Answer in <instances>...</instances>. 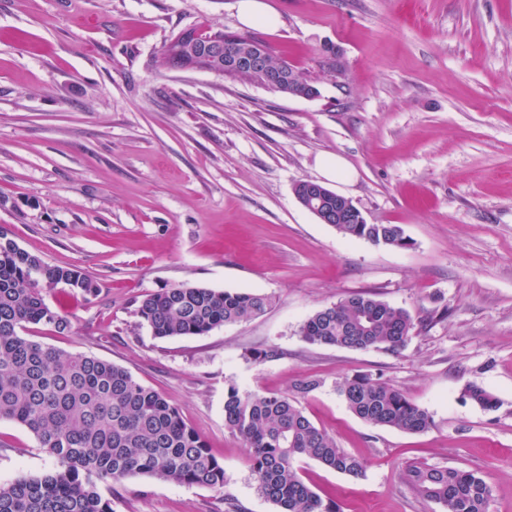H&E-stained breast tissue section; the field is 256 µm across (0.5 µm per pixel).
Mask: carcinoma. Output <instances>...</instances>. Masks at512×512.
Wrapping results in <instances>:
<instances>
[{"instance_id": "carcinoma-1", "label": "carcinoma", "mask_w": 512, "mask_h": 512, "mask_svg": "<svg viewBox=\"0 0 512 512\" xmlns=\"http://www.w3.org/2000/svg\"><path fill=\"white\" fill-rule=\"evenodd\" d=\"M219 41L224 50L258 44L268 61L294 75L281 95L316 98L317 81L301 74L288 59L273 53L249 34L185 28L165 44L159 67L169 68L167 52L181 42ZM320 66L336 76V45L326 42ZM318 191L323 208L344 211L333 224L345 237L376 245L406 246L397 224H365L351 200L318 184L300 181L294 194L302 200ZM59 285L97 295V284L81 271L53 265L18 246L0 232V420L26 427L37 447L54 459L55 469L41 477H20L0 485V512H112L99 485L112 487L132 475L222 489L224 465L185 422L178 407L144 387L123 366L82 352L43 345L25 336L35 326L63 333L68 320L46 301V290ZM269 295L220 291L181 284L142 296L137 314L158 339L199 336L226 324L251 319L271 304ZM411 314L367 292L351 294L310 315L298 335L310 345L348 350L398 352L412 339ZM346 407L364 422L406 433L431 427L428 412L381 377L359 373L336 383ZM462 397L487 411L498 401L486 389L469 384ZM224 428L249 448L256 489L279 512H342L338 502L322 497L302 479L301 457L353 478L364 476V462L336 445L297 401L286 395L243 392L228 387ZM406 482L440 512H490L492 490L478 471L412 466Z\"/></svg>"}]
</instances>
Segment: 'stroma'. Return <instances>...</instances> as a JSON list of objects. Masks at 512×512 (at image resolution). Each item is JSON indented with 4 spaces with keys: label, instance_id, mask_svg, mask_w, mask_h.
<instances>
[{
    "label": "stroma",
    "instance_id": "1",
    "mask_svg": "<svg viewBox=\"0 0 512 512\" xmlns=\"http://www.w3.org/2000/svg\"><path fill=\"white\" fill-rule=\"evenodd\" d=\"M270 23H241L238 0H0V227L46 262L77 268L96 296L48 303L68 332L32 340L126 367L176 405L223 464L224 489L126 478L112 512H279L256 490L243 442L224 428V393L296 396L355 479L297 466L343 512H438L408 486L409 465L477 470L491 512H512V0H263ZM251 32L321 94L291 98L243 79L163 70L180 29ZM342 75L322 74L325 42ZM330 182L367 223L400 225L404 248L343 237L300 205L294 186ZM274 295L250 320L158 339L142 295L180 284ZM372 292L428 321L391 353L305 343L316 310ZM273 350L253 359L252 351ZM379 374L432 419L403 433L367 424L335 383ZM322 385L296 395L297 380ZM495 395L487 412L467 384ZM54 460L0 421V484Z\"/></svg>",
    "mask_w": 512,
    "mask_h": 512
}]
</instances>
